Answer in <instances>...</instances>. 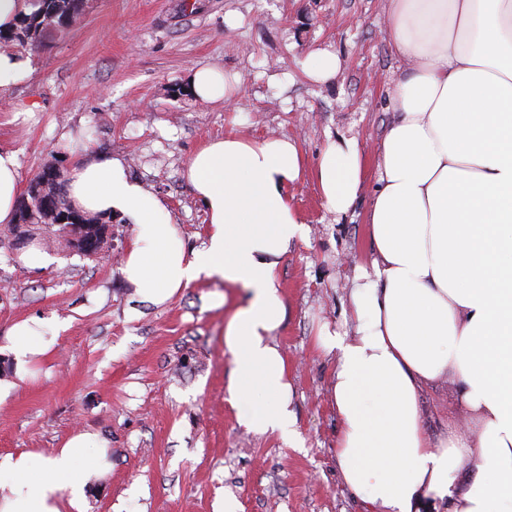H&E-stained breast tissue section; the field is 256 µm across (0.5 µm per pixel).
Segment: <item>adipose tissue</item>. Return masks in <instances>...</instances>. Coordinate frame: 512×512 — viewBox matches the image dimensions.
Listing matches in <instances>:
<instances>
[{
	"instance_id": "1",
	"label": "adipose tissue",
	"mask_w": 512,
	"mask_h": 512,
	"mask_svg": "<svg viewBox=\"0 0 512 512\" xmlns=\"http://www.w3.org/2000/svg\"><path fill=\"white\" fill-rule=\"evenodd\" d=\"M385 39L407 67L388 94L393 120L375 148L366 213L372 258L350 290L352 334L319 327L336 359V462L367 512H512V0H385ZM189 92L229 102L238 81L200 67ZM20 163L0 150V224L16 221ZM304 172L296 141H205L184 177L207 237L187 250L167 207L117 158H75L66 191L90 214L133 226L121 272L135 293L168 303L200 279L244 289L224 312L226 400L247 432L301 441L288 362L275 337L287 314L280 265L308 228L288 196ZM314 180L346 215L367 177L358 138L328 139ZM43 320L15 323L14 374L26 379L52 344ZM453 382L461 415L429 436L423 386ZM106 440L79 432L41 462L0 456V512H85L77 460Z\"/></svg>"
}]
</instances>
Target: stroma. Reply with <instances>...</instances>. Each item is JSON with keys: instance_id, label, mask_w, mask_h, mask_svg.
<instances>
[{"instance_id": "1", "label": "stroma", "mask_w": 512, "mask_h": 512, "mask_svg": "<svg viewBox=\"0 0 512 512\" xmlns=\"http://www.w3.org/2000/svg\"><path fill=\"white\" fill-rule=\"evenodd\" d=\"M384 0H84L80 20L48 30L33 48L32 75L0 95V148L17 151L20 184L45 166L69 168L73 153L124 160L130 178L163 198L188 248L207 234L202 203L184 181L187 160L206 140L288 137L307 176L288 189L309 228L281 264L287 300L276 338L288 360L303 438L292 448L246 432L225 400L229 359L221 337L223 283L202 280L167 304L140 300L120 266L131 235L113 216L107 252L72 251L54 230L31 228L15 242L0 224V455H52L84 431L111 443L112 466L89 476L88 512H365L336 464L339 424L329 384L333 356L315 346L321 325L345 332L349 292L372 244L364 222L369 192L343 217L327 211L310 171L328 138L357 137L367 154L392 121L387 92L404 68L385 39ZM336 52L333 83L305 80L310 47ZM237 74L232 104L188 92L193 68ZM37 106L34 120L11 119ZM52 261L21 264L26 245ZM38 316L66 322L34 377L15 382L9 327ZM422 419L433 438L456 413L454 388L423 391Z\"/></svg>"}]
</instances>
